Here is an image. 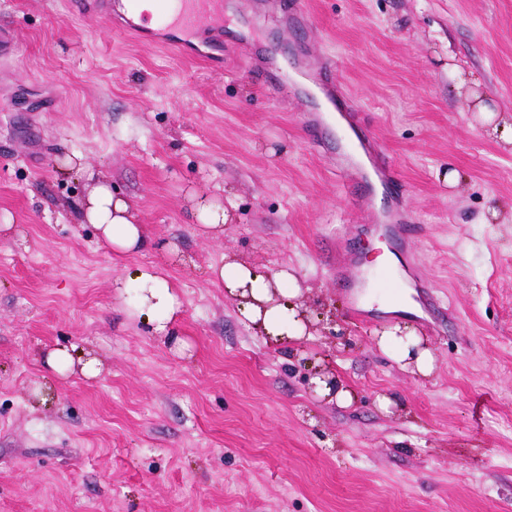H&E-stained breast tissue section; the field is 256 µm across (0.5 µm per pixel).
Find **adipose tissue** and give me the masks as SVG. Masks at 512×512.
Listing matches in <instances>:
<instances>
[{
    "label": "adipose tissue",
    "mask_w": 512,
    "mask_h": 512,
    "mask_svg": "<svg viewBox=\"0 0 512 512\" xmlns=\"http://www.w3.org/2000/svg\"><path fill=\"white\" fill-rule=\"evenodd\" d=\"M74 211L79 223L96 227L113 257L138 252L149 242L147 227L140 223L135 205L113 192L106 174L98 175L95 185ZM211 271L215 281L222 283L230 295L240 298L242 314L254 327L283 341L304 335L306 327L298 317L300 289L288 272L271 278L238 259L214 265ZM113 288L120 300L134 298L137 314L151 323L155 334L169 335L179 302L175 285L167 276L157 268L142 267L130 278L115 279ZM421 343L411 328L402 334L389 329L380 339L381 347L391 351L403 368L415 369L425 376L432 371L433 363L429 350L422 348Z\"/></svg>",
    "instance_id": "adipose-tissue-1"
}]
</instances>
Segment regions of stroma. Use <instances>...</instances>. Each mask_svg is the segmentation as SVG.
Instances as JSON below:
<instances>
[{"label": "stroma", "mask_w": 512, "mask_h": 512, "mask_svg": "<svg viewBox=\"0 0 512 512\" xmlns=\"http://www.w3.org/2000/svg\"><path fill=\"white\" fill-rule=\"evenodd\" d=\"M307 2L300 28L280 5L228 7L217 72L71 0H0L18 32L0 54V225L22 232L0 234V512H512V138L492 130L512 123V0ZM272 44L336 59L397 193H372L340 135L311 143L309 98L269 92ZM98 172L153 240L120 264L74 214ZM201 192L233 214L219 236L190 219ZM404 210L417 232L383 235ZM379 243L393 276L369 265ZM225 255L288 271L344 339L258 334L208 275ZM143 265L177 287L171 337L113 298ZM390 287L419 305L426 378L366 339L401 318L366 301ZM56 347L104 367L49 376ZM328 360L349 402L308 389Z\"/></svg>", "instance_id": "35a3bbf8"}]
</instances>
